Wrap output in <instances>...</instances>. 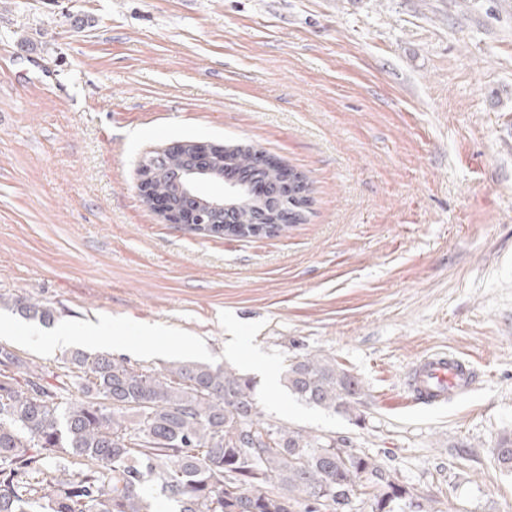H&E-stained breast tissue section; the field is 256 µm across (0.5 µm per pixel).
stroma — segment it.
<instances>
[{
    "label": "stroma",
    "instance_id": "35a3bbf8",
    "mask_svg": "<svg viewBox=\"0 0 512 512\" xmlns=\"http://www.w3.org/2000/svg\"><path fill=\"white\" fill-rule=\"evenodd\" d=\"M190 141L303 173L305 221L165 223L139 166ZM0 324L47 371L64 324L138 367L231 366L434 512H512V0H0ZM435 350L477 372L441 404L403 385ZM307 353L362 379L356 415L283 387ZM4 306L16 310V312L28 318L38 319L43 323H49L54 318L53 310L39 300L17 297L11 304Z\"/></svg>",
    "mask_w": 512,
    "mask_h": 512
}]
</instances>
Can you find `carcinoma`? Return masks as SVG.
Wrapping results in <instances>:
<instances>
[{"mask_svg": "<svg viewBox=\"0 0 512 512\" xmlns=\"http://www.w3.org/2000/svg\"><path fill=\"white\" fill-rule=\"evenodd\" d=\"M224 168L267 177L304 176L271 168L251 146L224 150ZM181 162L164 161L151 181L171 196ZM207 235L257 236L267 218L241 202ZM9 307L43 323L53 310L17 297ZM64 370L41 368L0 349V512H156L141 493L150 478L179 512H431L387 465L347 437L312 434L266 418L251 379L232 367L174 361L163 370L73 349ZM283 386L298 400L350 415L362 382L318 354L292 360ZM512 473V437L495 448Z\"/></svg>", "mask_w": 512, "mask_h": 512, "instance_id": "obj_1", "label": "carcinoma"}]
</instances>
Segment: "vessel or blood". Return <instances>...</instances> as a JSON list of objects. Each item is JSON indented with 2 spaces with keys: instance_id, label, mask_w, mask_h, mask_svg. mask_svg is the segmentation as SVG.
I'll return each instance as SVG.
<instances>
[{
  "instance_id": "1",
  "label": "vessel or blood",
  "mask_w": 512,
  "mask_h": 512,
  "mask_svg": "<svg viewBox=\"0 0 512 512\" xmlns=\"http://www.w3.org/2000/svg\"><path fill=\"white\" fill-rule=\"evenodd\" d=\"M474 378V369L467 362L450 354L433 352L412 366L405 385L414 395L435 403L466 391Z\"/></svg>"
}]
</instances>
